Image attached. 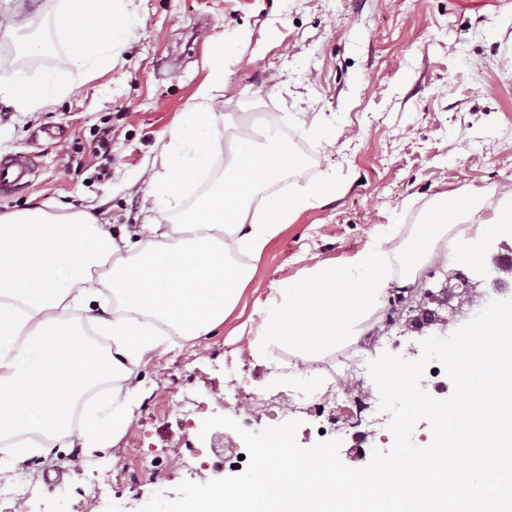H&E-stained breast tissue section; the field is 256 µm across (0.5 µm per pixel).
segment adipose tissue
<instances>
[{
  "instance_id": "adipose-tissue-1",
  "label": "adipose tissue",
  "mask_w": 512,
  "mask_h": 512,
  "mask_svg": "<svg viewBox=\"0 0 512 512\" xmlns=\"http://www.w3.org/2000/svg\"><path fill=\"white\" fill-rule=\"evenodd\" d=\"M130 0H63L55 14L60 35L75 38L74 65L97 68L117 59L132 35ZM223 42H215L209 83L183 112L166 145L163 173L151 177L146 196L155 212L178 209L185 186L212 163L217 116L213 90L224 85ZM65 91L53 79L33 81L17 72L0 82V101L33 113ZM231 163L223 181L172 224H143L113 233L85 211L42 208L0 214V436L37 433L46 450L79 445L102 450L108 433L129 428L142 388L134 369L162 342L144 316L175 323L193 340L222 324L238 304L250 270L268 243L299 213L336 195L327 174L307 189L252 199L264 181L294 165L276 126L262 124L228 143ZM492 208L490 219L475 216ZM512 229V205L490 195L454 197L428 206L409 238L398 225L380 224L366 245L337 263H318L277 281L255 300L257 333L240 325L253 356L267 362L279 346L301 363L359 342L390 290L414 284L416 272L438 247L467 258L481 256L487 237ZM98 304L88 319L95 335L112 342L101 351L72 331V314ZM119 386L106 404L85 407L80 428L71 424L80 398L98 382Z\"/></svg>"
}]
</instances>
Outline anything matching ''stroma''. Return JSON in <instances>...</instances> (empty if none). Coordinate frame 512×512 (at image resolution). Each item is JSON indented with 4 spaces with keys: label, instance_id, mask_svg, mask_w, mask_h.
Listing matches in <instances>:
<instances>
[{
    "label": "stroma",
    "instance_id": "stroma-1",
    "mask_svg": "<svg viewBox=\"0 0 512 512\" xmlns=\"http://www.w3.org/2000/svg\"><path fill=\"white\" fill-rule=\"evenodd\" d=\"M56 7L57 0H0V46L20 42L18 22L35 25L53 49L27 76L58 74L67 87L27 118L0 102V156L26 152L37 163L30 187L0 198V213L66 205L116 233L154 219L174 222L175 213L158 217L144 209L140 175L160 165L181 113L208 80L219 40L233 52L213 107L212 182L224 177L228 140L269 110L287 114L282 138L299 163L284 181L266 183V192L302 187L330 171L342 186L299 213L253 261L241 299L221 326L192 343L166 341L151 364L140 366L146 397L130 433L108 438L106 449L91 455L57 448L31 455L22 468L0 465V483L25 478L40 489L22 512H139L154 493L174 498L182 482L229 477L197 439L215 399H226L224 416L259 431L281 424L280 414L244 412L231 399L234 387L265 401L298 389L307 369L318 391L373 392L368 362L385 352L406 355L412 342L391 324V311L417 305L423 289L448 273L474 276V265L456 254L430 261L408 295L386 299L360 343L303 368L276 346L271 365L257 363L234 334L274 280L356 252L377 225L411 228L425 206L477 191L512 200V0H133L140 22L128 44L116 61L93 70L73 66L78 46L57 37ZM317 126L335 131L334 146L314 139ZM106 129L112 144L102 155L98 140ZM176 386L199 391L194 421L169 408ZM289 416L300 422L301 447L340 440V459L352 468L394 441L380 423L357 447V418L348 410L305 405ZM191 454L200 469L180 467ZM144 458L152 467L141 469ZM137 468L142 475L132 490L123 478Z\"/></svg>",
    "mask_w": 512,
    "mask_h": 512
}]
</instances>
